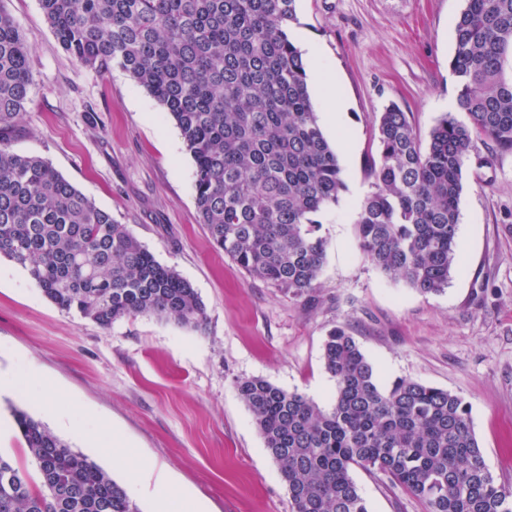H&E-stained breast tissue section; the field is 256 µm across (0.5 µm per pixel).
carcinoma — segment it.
I'll return each instance as SVG.
<instances>
[{
  "mask_svg": "<svg viewBox=\"0 0 512 512\" xmlns=\"http://www.w3.org/2000/svg\"><path fill=\"white\" fill-rule=\"evenodd\" d=\"M39 2L65 51L92 68L118 66L174 121L212 244L289 296L308 294L326 260L319 217L348 187L288 35L296 0ZM454 39L449 66L468 121L444 114L423 147L406 112L389 104L371 190L354 218L363 256L422 295L445 291L457 268L464 162L491 164L475 141L512 151L504 76L512 0H465ZM30 54L0 5V256L61 311L103 329L142 314L199 326L204 306L187 280L49 161L11 149L32 84ZM323 359L336 388L329 411L263 378L237 382L291 512H369L356 468L385 475L426 512H512V487L495 481L461 397L403 378L380 388L341 327L328 332ZM13 418L38 479L0 454V512H141L123 485L43 423L19 409Z\"/></svg>",
  "mask_w": 512,
  "mask_h": 512,
  "instance_id": "cac0c4a2",
  "label": "carcinoma"
}]
</instances>
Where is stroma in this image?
Returning a JSON list of instances; mask_svg holds the SVG:
<instances>
[{"label": "stroma", "mask_w": 512, "mask_h": 512, "mask_svg": "<svg viewBox=\"0 0 512 512\" xmlns=\"http://www.w3.org/2000/svg\"><path fill=\"white\" fill-rule=\"evenodd\" d=\"M31 46L33 82L11 132L15 152L42 157L198 292L200 327L155 315L111 329L59 310L27 271L0 257V454L36 476L14 423L21 409L109 471L141 512H157V477L206 512H291L237 380L258 377L329 408V329L345 327L381 386L408 378L463 398L488 467L512 484V152L477 144L491 165L464 166L457 246L445 292L420 295L358 249L347 221L371 189L381 112L398 103L420 142L455 111L449 62L464 0H297V24L336 73L344 123L324 135L348 191L322 218L324 269L294 299L249 276L210 242L194 200V161L171 118L119 67L98 70L59 45L39 0H0ZM118 429L150 466L135 475L68 420ZM352 477L369 512H425L378 474Z\"/></svg>", "instance_id": "35a3bbf8"}]
</instances>
